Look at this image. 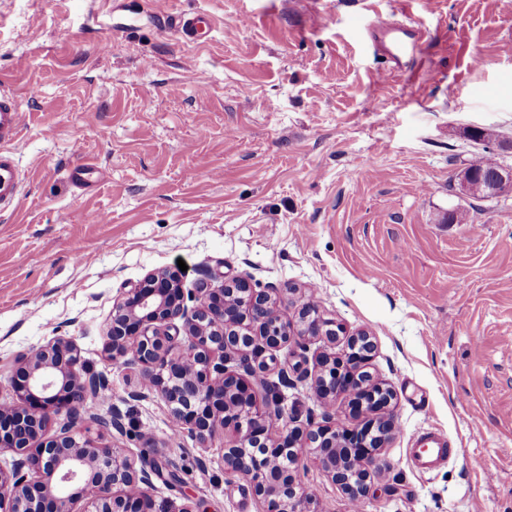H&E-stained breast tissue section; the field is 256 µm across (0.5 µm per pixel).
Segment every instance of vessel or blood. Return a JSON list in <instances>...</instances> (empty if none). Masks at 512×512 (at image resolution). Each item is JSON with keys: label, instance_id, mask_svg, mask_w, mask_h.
<instances>
[{"label": "vessel or blood", "instance_id": "vessel-or-blood-1", "mask_svg": "<svg viewBox=\"0 0 512 512\" xmlns=\"http://www.w3.org/2000/svg\"><path fill=\"white\" fill-rule=\"evenodd\" d=\"M172 25L194 41L204 43L209 39L213 23L208 14L191 12L174 15ZM371 36L391 57L393 75L413 79L405 56L418 51L421 40L417 26L396 24L386 19L374 18ZM25 122V114L14 96L0 93V209L13 205L18 197V171L13 148ZM450 450L448 439L442 432L429 430L420 433L407 449L406 456L413 466L422 472H430L446 463Z\"/></svg>", "mask_w": 512, "mask_h": 512}]
</instances>
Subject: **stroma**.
I'll return each mask as SVG.
<instances>
[{"label": "stroma", "mask_w": 512, "mask_h": 512, "mask_svg": "<svg viewBox=\"0 0 512 512\" xmlns=\"http://www.w3.org/2000/svg\"><path fill=\"white\" fill-rule=\"evenodd\" d=\"M199 10L215 19L202 45L169 23ZM376 12L422 29L432 70L377 82L391 61L363 38ZM1 89L26 122L19 202L0 211V398L20 354L64 337L108 380L88 411L123 414L125 434L90 433L158 466L154 495L263 512L224 473L226 436L171 432L106 351L121 288L182 261L184 288L248 276L282 289L283 319L310 299L375 341L365 369L396 394L392 436L356 507L302 462L317 512H512V195L455 179L481 150L470 130L512 142L501 0H0ZM86 162L102 177L81 189ZM281 392L355 424L350 394ZM424 430L455 450L430 473L405 455Z\"/></svg>", "instance_id": "obj_1"}]
</instances>
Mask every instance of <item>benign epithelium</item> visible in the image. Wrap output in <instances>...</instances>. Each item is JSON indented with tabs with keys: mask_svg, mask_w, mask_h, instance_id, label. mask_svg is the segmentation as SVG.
<instances>
[{
	"mask_svg": "<svg viewBox=\"0 0 512 512\" xmlns=\"http://www.w3.org/2000/svg\"><path fill=\"white\" fill-rule=\"evenodd\" d=\"M511 191L512 178L503 173L489 181L492 197ZM276 300L277 289L258 288L248 277L222 288L200 280L187 292L177 273L154 272L113 303L107 352L139 373V388L129 397L159 396L197 447H209L215 431L232 429L224 474L246 479L265 512H313L295 477L301 450L332 482L362 499L371 490L367 473L356 487L352 470L337 458L348 454L347 441L362 448L359 457L373 458L392 422L369 418L348 430L329 415L317 422L286 407L276 383L262 375L263 354L289 348L300 361L280 368L279 381L309 379L323 400L345 389L370 400L368 408L353 401L351 409L371 414L393 399L390 387L359 371L375 343L365 333L350 336L343 355H315L312 371L311 346L336 343L343 329L313 303L298 310V324L285 321ZM17 362L12 398L0 406V453L17 455L11 469L0 465V512H205L199 502L154 497V469L73 431L84 420L83 405L106 381L81 375V356L70 341L57 337ZM255 386L265 391L261 403L251 391ZM53 417L62 418L59 434L46 441L45 422Z\"/></svg>",
	"mask_w": 512,
	"mask_h": 512,
	"instance_id": "1",
	"label": "benign epithelium"
}]
</instances>
